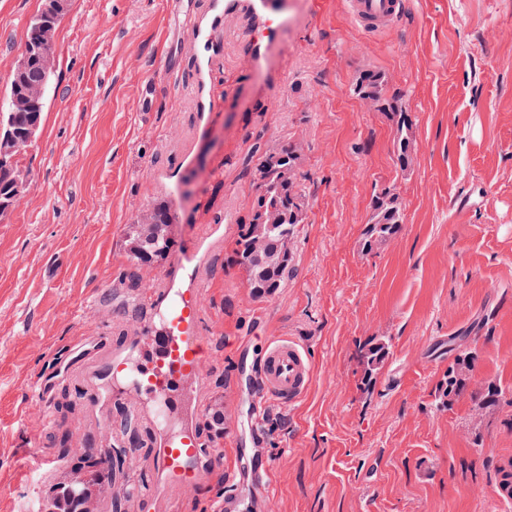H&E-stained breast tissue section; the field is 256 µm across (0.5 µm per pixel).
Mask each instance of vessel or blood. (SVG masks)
<instances>
[{
	"instance_id": "1",
	"label": "vessel or blood",
	"mask_w": 512,
	"mask_h": 512,
	"mask_svg": "<svg viewBox=\"0 0 512 512\" xmlns=\"http://www.w3.org/2000/svg\"><path fill=\"white\" fill-rule=\"evenodd\" d=\"M352 19L366 31L393 25L403 14L405 0H346ZM247 8L256 20L247 45L252 64L270 63L274 51L287 47L289 27L303 23L292 0H210L209 19L180 27L181 41L196 52L198 90L211 84L213 36L226 17ZM199 246H191L173 260L161 298L146 321V346L140 355L112 365L114 375L132 383L140 401L153 406L158 446L154 469L162 483L176 489L198 486L218 460L204 448L193 420L201 412L202 368L210 355L201 334L202 289ZM264 403L289 405L301 398L311 382V367L301 345L274 339L258 365Z\"/></svg>"
}]
</instances>
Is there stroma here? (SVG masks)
I'll list each match as a JSON object with an SVG mask.
<instances>
[{
    "mask_svg": "<svg viewBox=\"0 0 512 512\" xmlns=\"http://www.w3.org/2000/svg\"><path fill=\"white\" fill-rule=\"evenodd\" d=\"M44 2L0 0V99ZM296 2L308 21L288 31L282 91L252 67L249 17L225 21L212 53L220 110L202 135L195 51L166 38L170 0H71L42 127L21 157L26 190L0 220V512H46L78 449L112 459L94 512H512L495 487L512 461V406L471 398L491 379L512 388V0H405L402 18L375 33L344 0ZM365 70L411 113L407 169L393 122L353 91ZM284 148L303 221L283 286L258 297L231 256L254 167ZM170 182L176 248L211 244L203 391L224 408V437L201 416L195 428L224 451L202 486L139 498L133 483L153 471L152 408L133 388L113 393L109 372L140 346L139 300L158 296L169 266L133 268L124 233L167 201ZM384 190L402 229L368 253ZM452 336L477 363L470 394L440 408ZM279 337L304 347L311 383L293 405L258 414L256 368ZM370 338L389 357L366 393L358 346ZM38 456L55 464L32 480ZM263 467L264 493L251 477Z\"/></svg>",
    "mask_w": 512,
    "mask_h": 512,
    "instance_id": "obj_1",
    "label": "stroma"
}]
</instances>
